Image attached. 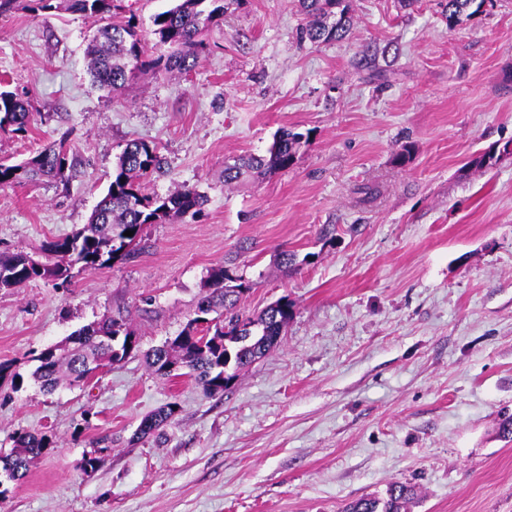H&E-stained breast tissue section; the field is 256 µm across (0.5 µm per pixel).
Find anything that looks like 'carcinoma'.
<instances>
[{"mask_svg":"<svg viewBox=\"0 0 512 512\" xmlns=\"http://www.w3.org/2000/svg\"><path fill=\"white\" fill-rule=\"evenodd\" d=\"M41 10L60 9L87 18L106 19L113 16L114 0H35ZM174 5L153 18L155 42L147 47L138 31L135 15L100 26L87 45L89 73L97 86L117 92L123 90L144 71L156 76L191 71L208 45L204 35L224 20L226 0H173ZM307 23L301 37L314 44L340 41L348 36L353 25L351 0L336 11V0H298ZM486 0H444L443 15L448 27L461 22L470 9L480 11ZM32 113L15 93L0 89V130L24 133L31 124ZM309 134L283 127L274 134L268 154L239 157L224 163V183L236 181L245 171L268 176L286 170L294 163L301 144ZM71 146L65 140L43 149L20 164L0 161V185L22 178H64L73 168L69 162ZM163 167L159 149L145 141L126 144L112 171V180L104 197L97 204L87 224L74 233L46 243L42 248L41 264L29 255L16 253L0 256V288H12L37 279L59 280L70 277L71 269L96 270L117 259L131 255L142 240L144 228L200 207L205 199L196 189L186 187L167 197H150L142 192L143 181ZM132 236L124 235L126 231ZM233 278L224 267L209 270L206 292L197 303V310L208 315L222 307L224 318L195 317L172 341L147 353V361L160 376L164 365L180 364L202 384L205 393L224 392V371H237L263 357L277 345L288 321L293 316V304L281 298L266 306L256 317L249 318L252 328L241 336L234 330L224 331L225 322L240 318L235 312L242 296L251 285ZM120 335L122 340L112 337ZM131 331L123 318L111 317L86 325L56 345L57 354L40 352L32 372L40 387L51 393L62 382L76 386L96 370L129 357L126 339ZM177 405L169 403L140 422L137 433H154L170 421ZM11 465L14 480L26 475L28 461L52 447V440L33 432L12 436ZM413 487L391 483L386 496L362 497L351 502L344 512H405L414 499Z\"/></svg>","mask_w":512,"mask_h":512,"instance_id":"cac0c4a2","label":"carcinoma"}]
</instances>
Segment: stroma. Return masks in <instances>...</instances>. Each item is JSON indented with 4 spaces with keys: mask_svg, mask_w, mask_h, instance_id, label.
I'll return each mask as SVG.
<instances>
[{
    "mask_svg": "<svg viewBox=\"0 0 512 512\" xmlns=\"http://www.w3.org/2000/svg\"><path fill=\"white\" fill-rule=\"evenodd\" d=\"M352 8L349 37L315 45L296 0H234L190 73L112 95L87 69L98 19L0 16V86L32 114L0 133V158L59 140L75 158L67 180L0 186V254L86 224L133 139L165 160L145 194L206 198L126 259L0 289V362L23 378L0 381V452L20 431L54 443L0 512H342L394 482L414 486L409 512H512V156L474 163L512 142V0L453 28L439 0ZM284 126L310 135L290 168L225 184L226 161L266 154ZM215 266L250 284L244 315L285 297L294 316L209 396L143 354L194 317ZM115 313L138 354L43 392L35 356ZM170 402L162 434L136 437Z\"/></svg>",
    "mask_w": 512,
    "mask_h": 512,
    "instance_id": "1",
    "label": "stroma"
}]
</instances>
